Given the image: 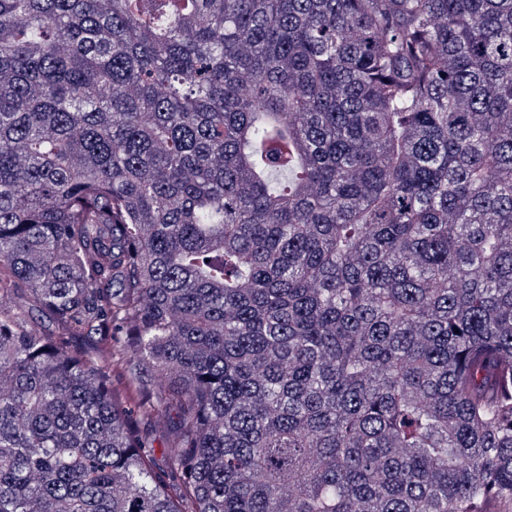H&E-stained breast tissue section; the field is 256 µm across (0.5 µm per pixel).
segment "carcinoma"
Instances as JSON below:
<instances>
[{
    "mask_svg": "<svg viewBox=\"0 0 512 512\" xmlns=\"http://www.w3.org/2000/svg\"><path fill=\"white\" fill-rule=\"evenodd\" d=\"M511 502L512 0H0V512Z\"/></svg>",
    "mask_w": 512,
    "mask_h": 512,
    "instance_id": "1",
    "label": "carcinoma"
}]
</instances>
